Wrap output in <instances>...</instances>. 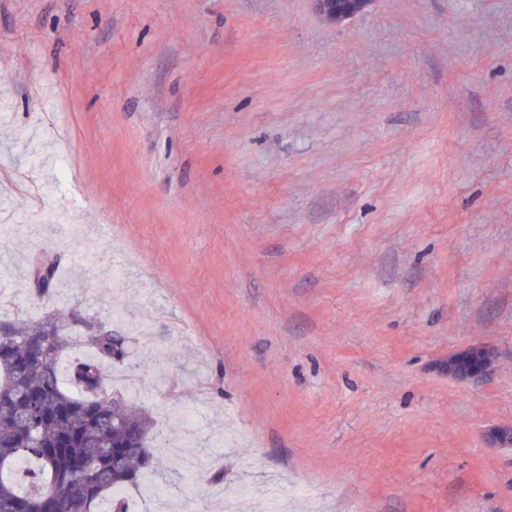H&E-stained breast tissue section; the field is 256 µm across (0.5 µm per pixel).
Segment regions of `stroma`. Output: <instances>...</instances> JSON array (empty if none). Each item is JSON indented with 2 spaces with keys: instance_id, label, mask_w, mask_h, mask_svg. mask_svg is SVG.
Masks as SVG:
<instances>
[{
  "instance_id": "35a3bbf8",
  "label": "stroma",
  "mask_w": 512,
  "mask_h": 512,
  "mask_svg": "<svg viewBox=\"0 0 512 512\" xmlns=\"http://www.w3.org/2000/svg\"><path fill=\"white\" fill-rule=\"evenodd\" d=\"M0 103V313L131 334L142 494L512 512V0H0ZM319 14L328 21L340 22L364 13L373 0H313ZM462 351L456 353L459 354ZM454 354V355H456ZM452 355V356H454ZM450 356L448 358V372L460 379H478L484 376L488 371L487 358L491 359V352L486 348H478L472 351L471 364L470 366L461 371L456 367L455 360Z\"/></svg>"
}]
</instances>
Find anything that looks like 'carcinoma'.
Returning <instances> with one entry per match:
<instances>
[{
    "mask_svg": "<svg viewBox=\"0 0 512 512\" xmlns=\"http://www.w3.org/2000/svg\"><path fill=\"white\" fill-rule=\"evenodd\" d=\"M43 257L31 263L30 277ZM10 334L0 335V386L23 378L38 401V416L23 420L18 406H0V512L17 505L27 512H77L75 492L88 497L87 512H128L129 491L157 471L161 459L152 449V419L108 390L109 370L128 364L129 337L96 316L76 310L40 318L7 320ZM79 340L89 355L77 358L69 380L59 377L63 351ZM31 464V479L18 477L19 462Z\"/></svg>",
    "mask_w": 512,
    "mask_h": 512,
    "instance_id": "obj_1",
    "label": "carcinoma"
}]
</instances>
